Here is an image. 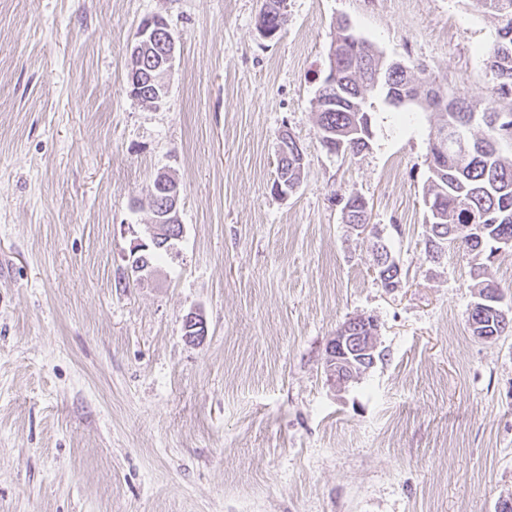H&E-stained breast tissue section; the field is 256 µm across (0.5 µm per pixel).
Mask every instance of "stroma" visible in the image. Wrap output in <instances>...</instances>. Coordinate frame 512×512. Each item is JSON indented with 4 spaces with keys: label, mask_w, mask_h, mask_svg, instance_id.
<instances>
[{
    "label": "stroma",
    "mask_w": 512,
    "mask_h": 512,
    "mask_svg": "<svg viewBox=\"0 0 512 512\" xmlns=\"http://www.w3.org/2000/svg\"><path fill=\"white\" fill-rule=\"evenodd\" d=\"M0 0V512H495L512 498V331L473 336L469 259L424 252L429 113L372 97L361 153L314 111L338 21L485 106L495 23L466 0ZM160 16L176 60L132 96ZM305 153L272 191L282 131ZM181 238L126 281L158 173ZM371 209L345 223L349 194ZM384 241L402 269L371 273ZM200 312L202 340L184 319ZM356 315L381 357L338 390ZM154 22H157L156 27L157 29L164 28L169 31V26L167 22L160 17H156L154 20H151L143 25H141L140 28H138L135 39L130 43V45L127 48L128 55L130 56V62H131V68H130V74L129 78L131 79V73L135 72L137 70L138 65L142 62V53L145 51V49L150 46L152 42H154V35L152 33V30L150 29L151 26L154 24ZM175 52H176V45L175 40L169 31L167 35V42H166V51H165V61L163 64L164 71L161 73L158 72L161 70L154 71L157 67H159L162 64L161 60V54L159 53V50L152 51L149 55H145L144 57V65L142 67L143 75H142V84L140 86V93L147 98V95H153L154 89L158 88L157 84L154 82H150L151 77H155L156 75H159L158 80L160 77H163V80H161L160 84V93H156V96L153 99H150V103H156L162 100V98L165 96L167 91L166 84H163L165 82V76L167 73L173 68L174 61H175ZM134 67V68H133ZM133 69V71H132ZM360 196L351 194L349 195L344 203L342 208L343 217L347 219L348 224H352V226L357 231L367 232L371 227L367 224V211L361 209V207L357 204ZM378 331L377 320L362 315L336 329L326 349V373L337 389H344L375 366ZM357 333L361 336H352Z\"/></svg>",
    "instance_id": "obj_1"
}]
</instances>
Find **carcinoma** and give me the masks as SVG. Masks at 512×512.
<instances>
[{
	"instance_id": "cac0c4a2",
	"label": "carcinoma",
	"mask_w": 512,
	"mask_h": 512,
	"mask_svg": "<svg viewBox=\"0 0 512 512\" xmlns=\"http://www.w3.org/2000/svg\"><path fill=\"white\" fill-rule=\"evenodd\" d=\"M472 6L490 14L496 21V35L487 51V66L493 75L491 97L482 111H478L476 125L481 134L473 135L476 153L461 156L450 153L444 160L433 156L429 170L426 196L439 203L438 216L428 217L430 232L425 240V253L446 246H458L471 256V271L477 288V297L489 293L497 285L486 279L483 255L493 257L494 244L502 236L512 238V107L506 111L497 108V99L512 97V0H470ZM162 64L161 54L154 51L145 55L142 67L140 93H154L157 84L150 78ZM336 66L339 78L334 85H320L316 97L317 121L323 147L334 154L356 155L368 147L371 131L361 113L370 112L371 103L365 101L366 92L378 85L390 97L393 88H407L412 93L410 103L435 111V123L430 126L428 138L436 136L450 123L462 124L470 119L477 107L466 98H454L455 104L445 112L435 110L434 98L421 88L430 84L425 71L393 70L390 61L382 59L370 42L354 32L348 22L339 24L336 38ZM357 127L345 139L342 150L330 147L331 136L341 137ZM278 176L298 182L304 170V153L299 144L288 143V156L278 159ZM360 196L349 195L342 208L349 224L367 223V212L358 205ZM482 224L481 239L466 240L464 225ZM472 334L496 339L505 332L496 316L470 309L468 317Z\"/></svg>"
}]
</instances>
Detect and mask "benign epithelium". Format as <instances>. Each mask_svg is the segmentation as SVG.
I'll return each mask as SVG.
<instances>
[{"label": "benign epithelium", "instance_id": "7a95c632", "mask_svg": "<svg viewBox=\"0 0 512 512\" xmlns=\"http://www.w3.org/2000/svg\"><path fill=\"white\" fill-rule=\"evenodd\" d=\"M169 29L167 22L157 17L138 28L135 39L127 48L131 66L136 68L142 62V53L154 42L151 26ZM432 147L442 152L446 150L471 154L473 141L469 126H450L432 142ZM160 187L168 195L166 213L144 225V236L158 243L166 238V225L180 223L179 204L181 192L177 181L165 175ZM154 270L143 266V262H132L127 268V276L138 283L152 278ZM378 323L370 316H358L350 322L341 324L336 329L326 349V373L328 380L341 390L358 380L376 364L378 350Z\"/></svg>", "mask_w": 512, "mask_h": 512}]
</instances>
